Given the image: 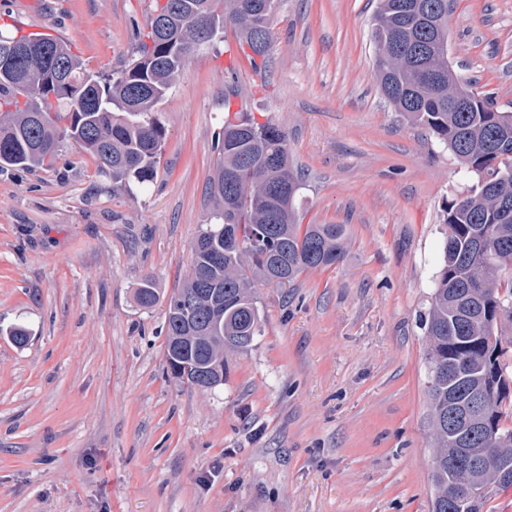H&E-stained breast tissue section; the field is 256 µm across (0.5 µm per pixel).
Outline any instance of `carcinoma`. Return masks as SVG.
I'll list each match as a JSON object with an SVG mask.
<instances>
[{"mask_svg":"<svg viewBox=\"0 0 512 512\" xmlns=\"http://www.w3.org/2000/svg\"><path fill=\"white\" fill-rule=\"evenodd\" d=\"M131 63L107 75L88 73L68 44L51 35L0 30V168H36L62 141L76 143L121 187L151 183L166 143L154 116L187 59L211 43L185 46V20L233 28L255 71L268 65L274 0H155ZM448 0H379L373 16L375 75L384 98L421 125L464 165L473 184L444 209L442 261L424 317L432 440V512H457L461 485L494 480L484 470L456 473L448 456L485 448L512 464V387L495 335L512 321V112L486 100L457 112L451 100L473 98L448 61ZM63 70L71 90L50 94L49 74ZM67 120L61 125V120ZM209 182L212 211L193 244L191 272L167 301L165 356L171 375L193 387L224 384L228 357L254 346L262 319L257 281L293 282L308 269L338 264L342 224L296 220L301 179L285 133L273 123L225 116ZM137 303L154 307L153 277L136 288ZM470 410L475 427L449 426Z\"/></svg>","mask_w":512,"mask_h":512,"instance_id":"cac0c4a2","label":"carcinoma"}]
</instances>
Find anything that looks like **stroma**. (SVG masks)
<instances>
[{"label": "stroma", "mask_w": 512, "mask_h": 512, "mask_svg": "<svg viewBox=\"0 0 512 512\" xmlns=\"http://www.w3.org/2000/svg\"><path fill=\"white\" fill-rule=\"evenodd\" d=\"M377 0H277L254 73L233 30L156 107L155 181L114 188L70 142L0 170V512H431L421 317L457 159L374 75ZM153 0H0L90 72L128 63ZM448 59L512 112V0H451ZM272 122L303 185L299 224H341L342 261L257 284L263 332L223 386L166 371L164 298L191 271L225 108ZM21 323L17 348L2 329Z\"/></svg>", "instance_id": "obj_1"}]
</instances>
